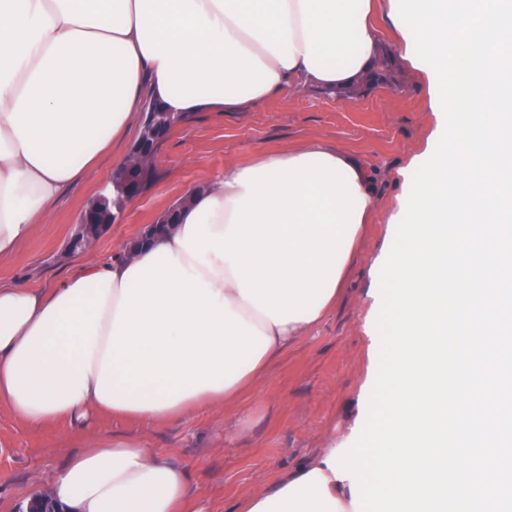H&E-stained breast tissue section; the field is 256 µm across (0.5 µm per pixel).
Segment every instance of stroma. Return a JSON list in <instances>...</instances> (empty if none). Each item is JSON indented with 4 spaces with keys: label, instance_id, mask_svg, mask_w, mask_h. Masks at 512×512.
<instances>
[{
    "label": "stroma",
    "instance_id": "stroma-1",
    "mask_svg": "<svg viewBox=\"0 0 512 512\" xmlns=\"http://www.w3.org/2000/svg\"><path fill=\"white\" fill-rule=\"evenodd\" d=\"M373 23L385 60L377 68L381 80L344 94L294 86L260 105L188 116L156 152L155 183L88 253L117 254L124 241L227 167L323 140L361 155L378 174V207L363 228L359 257L335 308L262 380L223 407L150 426L93 417L75 427L29 426L1 409L0 512H25L69 457L98 437H136L154 453L185 463L192 493L207 512H231L312 454L353 445L378 368L381 299L370 266L392 245L396 227L388 218L411 187L412 160L433 150L438 125L426 75L394 53L397 33L384 9H377ZM114 171L111 158H103L57 202L45 224L0 261V281L57 285L83 255L72 247L80 214Z\"/></svg>",
    "mask_w": 512,
    "mask_h": 512
}]
</instances>
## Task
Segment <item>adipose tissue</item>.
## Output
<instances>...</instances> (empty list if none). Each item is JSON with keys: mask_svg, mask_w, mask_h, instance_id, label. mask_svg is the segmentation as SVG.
<instances>
[{"mask_svg": "<svg viewBox=\"0 0 512 512\" xmlns=\"http://www.w3.org/2000/svg\"><path fill=\"white\" fill-rule=\"evenodd\" d=\"M370 0H0V258L132 132L144 103L190 114L375 66ZM375 173L317 140L226 168L179 221L57 287L0 282V409L31 426L134 424L234 402L335 306ZM319 452L235 512H355ZM76 512H205L186 468L130 436L72 456Z\"/></svg>", "mask_w": 512, "mask_h": 512, "instance_id": "ef3b65f1", "label": "adipose tissue"}]
</instances>
